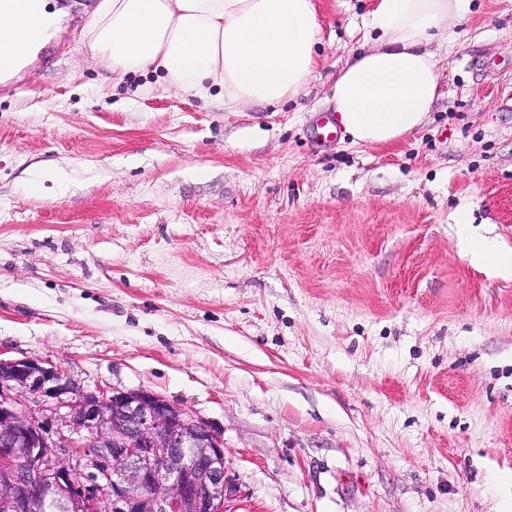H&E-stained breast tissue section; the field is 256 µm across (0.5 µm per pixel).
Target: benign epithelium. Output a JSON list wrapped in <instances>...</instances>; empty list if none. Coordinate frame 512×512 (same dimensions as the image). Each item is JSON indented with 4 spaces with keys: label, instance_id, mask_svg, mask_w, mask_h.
<instances>
[{
    "label": "benign epithelium",
    "instance_id": "7a95c632",
    "mask_svg": "<svg viewBox=\"0 0 512 512\" xmlns=\"http://www.w3.org/2000/svg\"><path fill=\"white\" fill-rule=\"evenodd\" d=\"M28 398L62 428L39 421ZM227 496L223 433L163 396H107L53 363L0 358L4 512H226Z\"/></svg>",
    "mask_w": 512,
    "mask_h": 512
}]
</instances>
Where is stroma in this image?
<instances>
[{"mask_svg":"<svg viewBox=\"0 0 512 512\" xmlns=\"http://www.w3.org/2000/svg\"><path fill=\"white\" fill-rule=\"evenodd\" d=\"M67 11L0 85V358L144 388L224 435L228 512H499L512 484V0H472L391 147L313 148L374 0H317L305 91L224 109L106 77ZM456 227L474 263L491 264L502 271L511 273L512 251H504L496 238L475 234L464 218L460 219Z\"/></svg>","mask_w":512,"mask_h":512,"instance_id":"stroma-1","label":"stroma"}]
</instances>
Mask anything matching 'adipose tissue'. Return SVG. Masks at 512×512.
<instances>
[{
  "mask_svg": "<svg viewBox=\"0 0 512 512\" xmlns=\"http://www.w3.org/2000/svg\"><path fill=\"white\" fill-rule=\"evenodd\" d=\"M470 0H376L374 47L336 73L333 104L353 142L387 147L421 127L440 95L433 44L454 46ZM48 0H0V78L14 75L56 33ZM315 0H98L80 39L112 75L161 74L168 88L224 108L275 104L298 95L322 41ZM471 259L512 271V251L459 221Z\"/></svg>",
  "mask_w": 512,
  "mask_h": 512,
  "instance_id": "1",
  "label": "adipose tissue"
}]
</instances>
